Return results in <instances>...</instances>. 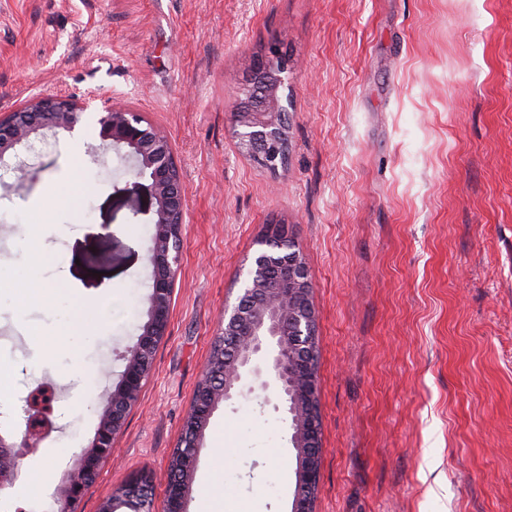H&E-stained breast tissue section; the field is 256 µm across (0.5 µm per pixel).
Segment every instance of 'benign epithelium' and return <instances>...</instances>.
I'll use <instances>...</instances> for the list:
<instances>
[{"mask_svg": "<svg viewBox=\"0 0 512 512\" xmlns=\"http://www.w3.org/2000/svg\"><path fill=\"white\" fill-rule=\"evenodd\" d=\"M285 60L272 50L258 57L246 82L239 86L235 135L239 150L262 165L275 169L288 153V124L281 90L288 87ZM95 99L79 100L56 93L36 95L17 111L0 118V160L46 131L72 132ZM103 144L126 149L139 174L148 175L155 205L153 222L152 285L148 320L137 343L128 351L118 385L100 411L92 444L83 449L56 500L57 512H77L79 501L97 478L101 465L112 455V442L124 425L127 411L137 401L149 375L158 342L165 336L180 261L184 219L180 173L168 136L149 125L138 112L109 108L97 119ZM315 312L311 283L299 253H291L288 239L270 236L251 262L238 301L224 307V381L195 389L193 406L184 424V440L170 463L172 478L160 512H185V501L199 448L211 417L219 406L239 393L245 378L266 371L278 388V399L289 423L295 450V486L290 512H315L322 458L316 370L305 356L315 347ZM21 431L0 423V491L12 487L20 460L37 451L54 425L50 394L31 391L23 401ZM145 485L135 484L124 495L104 501L99 512H141Z\"/></svg>", "mask_w": 512, "mask_h": 512, "instance_id": "7a95c632", "label": "benign epithelium"}]
</instances>
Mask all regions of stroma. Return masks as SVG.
<instances>
[{
  "mask_svg": "<svg viewBox=\"0 0 512 512\" xmlns=\"http://www.w3.org/2000/svg\"><path fill=\"white\" fill-rule=\"evenodd\" d=\"M271 46L275 170L233 134ZM57 92L163 130L185 211L167 332L78 512L138 476L162 504L224 307L278 225L317 321V512H512V0H0V116ZM149 185L96 113L0 161L7 405L42 381L66 395L0 512L53 506L121 380L149 307ZM277 403L260 375L219 407L186 512H289Z\"/></svg>",
  "mask_w": 512,
  "mask_h": 512,
  "instance_id": "1",
  "label": "stroma"
}]
</instances>
